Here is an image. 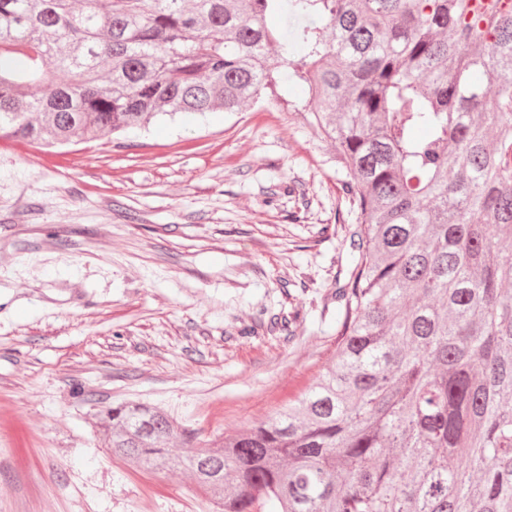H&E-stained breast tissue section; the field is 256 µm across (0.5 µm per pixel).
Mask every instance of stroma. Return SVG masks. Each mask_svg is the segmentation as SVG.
I'll return each mask as SVG.
<instances>
[{
    "label": "stroma",
    "mask_w": 512,
    "mask_h": 512,
    "mask_svg": "<svg viewBox=\"0 0 512 512\" xmlns=\"http://www.w3.org/2000/svg\"><path fill=\"white\" fill-rule=\"evenodd\" d=\"M295 95L283 80L241 112L78 144L0 138V512H221L189 473L104 448L102 406L159 405L205 448L327 365L355 216Z\"/></svg>",
    "instance_id": "obj_1"
}]
</instances>
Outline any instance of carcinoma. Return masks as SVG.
Instances as JSON below:
<instances>
[{"mask_svg":"<svg viewBox=\"0 0 512 512\" xmlns=\"http://www.w3.org/2000/svg\"><path fill=\"white\" fill-rule=\"evenodd\" d=\"M280 67L349 175L336 354L212 448L144 402L108 448L224 512H512V0H0V137L241 112Z\"/></svg>","mask_w":512,"mask_h":512,"instance_id":"carcinoma-1","label":"carcinoma"}]
</instances>
